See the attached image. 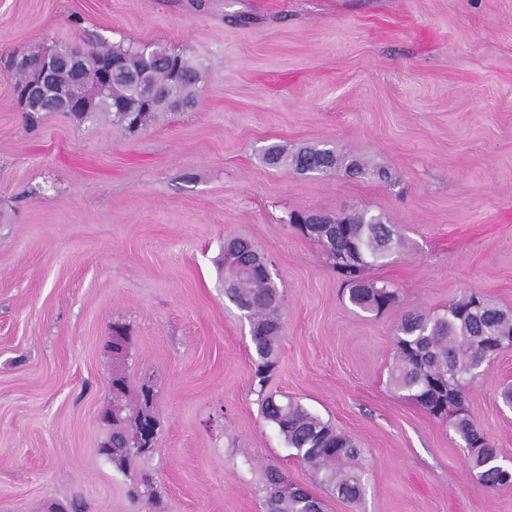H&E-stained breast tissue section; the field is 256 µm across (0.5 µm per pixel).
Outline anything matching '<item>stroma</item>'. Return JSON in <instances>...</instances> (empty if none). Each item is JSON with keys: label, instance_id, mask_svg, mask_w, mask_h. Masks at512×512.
<instances>
[{"label": "stroma", "instance_id": "obj_1", "mask_svg": "<svg viewBox=\"0 0 512 512\" xmlns=\"http://www.w3.org/2000/svg\"><path fill=\"white\" fill-rule=\"evenodd\" d=\"M158 45L202 62L193 106L130 132L106 114L28 124L0 69V512H264L268 468L325 512H512L449 423L390 383L409 311L480 293L512 311V0H0V57L36 45ZM367 175L271 168L306 145ZM377 169L390 178L374 177ZM358 207L403 248L367 278L380 314L348 302L295 213ZM271 262L284 324L267 388L361 449L367 491L344 500L289 450L252 383L249 325L224 295L225 241ZM128 355L115 361L112 326ZM152 386V456L128 472L98 453L114 369ZM512 347L468 392L476 425L512 458Z\"/></svg>", "mask_w": 512, "mask_h": 512}]
</instances>
